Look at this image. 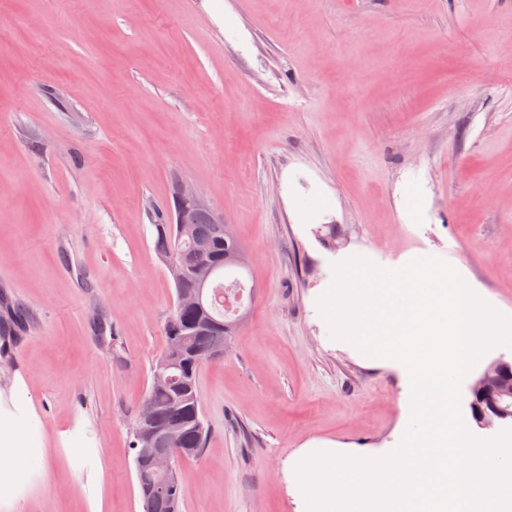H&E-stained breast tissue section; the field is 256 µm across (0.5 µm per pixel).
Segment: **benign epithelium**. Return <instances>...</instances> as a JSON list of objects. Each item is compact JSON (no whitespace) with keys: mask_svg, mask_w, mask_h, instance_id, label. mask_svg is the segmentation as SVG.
Returning a JSON list of instances; mask_svg holds the SVG:
<instances>
[{"mask_svg":"<svg viewBox=\"0 0 512 512\" xmlns=\"http://www.w3.org/2000/svg\"><path fill=\"white\" fill-rule=\"evenodd\" d=\"M175 210L169 223L173 225L179 249L166 261L169 273L177 284L191 279L193 288H179L176 291V304L169 315L165 327L172 338L170 349L165 352L152 368L154 387L170 386L178 377L180 369L191 362L200 363L198 353L189 350L185 343V327L177 319L176 313L192 309L201 316L200 325H209L206 314L214 299L213 278L215 264L212 262L210 242L203 240L191 230L183 215L189 209L207 212L216 224L217 234L225 236L223 260L237 267L247 264V255L235 241L231 225L224 215L213 210L201 194L184 182L176 184ZM468 408L473 420L481 428L487 429L512 421V359L500 358L485 371L479 385L474 389V399ZM160 413L151 404L140 414V439L136 443L135 466L139 483L150 502L163 504L169 512H179L177 487L184 478L179 461L185 458L183 449L176 448L182 439L183 424L179 419H171L159 424Z\"/></svg>","mask_w":512,"mask_h":512,"instance_id":"7a95c632","label":"benign epithelium"}]
</instances>
